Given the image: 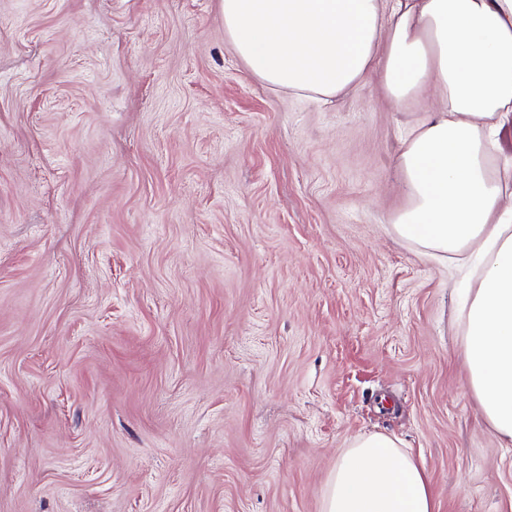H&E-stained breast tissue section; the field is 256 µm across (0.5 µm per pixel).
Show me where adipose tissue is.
<instances>
[{
  "label": "adipose tissue",
  "instance_id": "1",
  "mask_svg": "<svg viewBox=\"0 0 512 512\" xmlns=\"http://www.w3.org/2000/svg\"><path fill=\"white\" fill-rule=\"evenodd\" d=\"M224 36L253 76L330 101L380 71L397 104L440 105L399 138L397 236L440 259L486 257L466 309L470 389L498 442L512 444V0H221ZM322 512H437L427 474L384 434L336 459Z\"/></svg>",
  "mask_w": 512,
  "mask_h": 512
}]
</instances>
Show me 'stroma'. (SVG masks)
Wrapping results in <instances>:
<instances>
[{
	"instance_id": "obj_1",
	"label": "stroma",
	"mask_w": 512,
	"mask_h": 512,
	"mask_svg": "<svg viewBox=\"0 0 512 512\" xmlns=\"http://www.w3.org/2000/svg\"><path fill=\"white\" fill-rule=\"evenodd\" d=\"M432 105L268 89L219 0H0V512H321L367 433L437 512H512L480 262L390 224Z\"/></svg>"
}]
</instances>
